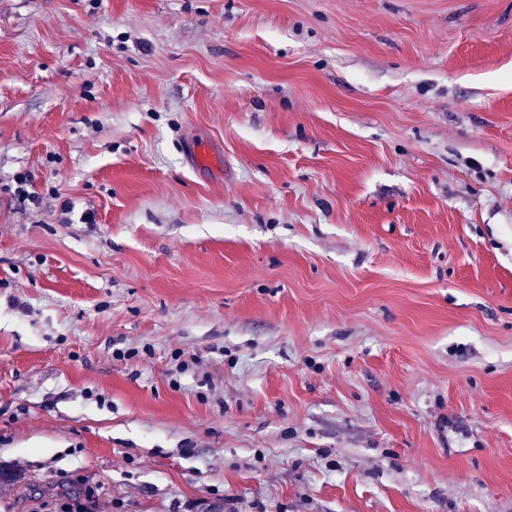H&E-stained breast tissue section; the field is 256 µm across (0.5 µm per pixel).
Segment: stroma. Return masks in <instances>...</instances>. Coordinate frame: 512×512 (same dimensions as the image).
Returning a JSON list of instances; mask_svg holds the SVG:
<instances>
[{
  "mask_svg": "<svg viewBox=\"0 0 512 512\" xmlns=\"http://www.w3.org/2000/svg\"><path fill=\"white\" fill-rule=\"evenodd\" d=\"M0 465L512 512V0H0Z\"/></svg>",
  "mask_w": 512,
  "mask_h": 512,
  "instance_id": "35a3bbf8",
  "label": "stroma"
}]
</instances>
